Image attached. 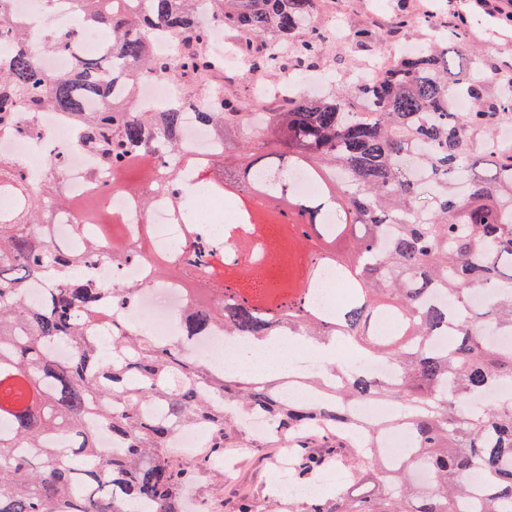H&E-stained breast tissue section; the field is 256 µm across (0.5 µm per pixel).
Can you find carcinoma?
Wrapping results in <instances>:
<instances>
[{"mask_svg":"<svg viewBox=\"0 0 512 512\" xmlns=\"http://www.w3.org/2000/svg\"><path fill=\"white\" fill-rule=\"evenodd\" d=\"M44 10L65 6L67 27L40 34L13 20L0 0V131L35 137L44 109L63 112L77 125V143L91 150L97 168L127 188L136 164L155 155L159 180L176 218L187 225L185 252L177 264L118 241L95 223L85 200L59 188L63 154L49 156L38 184L0 156V383L11 381L13 400L0 402V512H182L199 469L224 472L214 460L226 448L245 447L243 418L260 411L271 423L265 443L288 448V482L315 483L343 464L350 481L381 488L374 496L339 494L288 502V512H459L484 497L483 512L512 505V397L490 400L512 384V142H498L497 129L512 117V75H498L500 92L486 95L471 73L477 57L451 68L439 25L424 48L386 63L360 83L355 71L326 70L332 90L324 96L298 91L286 105H266L259 124L248 102L219 98L198 113L215 139L237 138V151L196 156L174 134L182 108L200 87L224 80V54L210 47L207 27L194 21L197 0H152L144 15H125L114 0H42ZM327 0H212L216 20L243 39L254 68L269 79L287 71L301 78L320 69L330 33L315 21ZM179 26L176 55L157 48L156 29ZM404 21L367 28L355 44L374 50L403 35ZM101 35L97 53H83V39ZM45 54L73 57L64 73L40 64ZM119 59L126 92L112 98L106 71ZM162 76L177 86L159 112L142 109L137 93L143 76ZM306 174L315 193L289 185ZM245 174L252 188L297 209L304 224L327 243L346 244L329 263L343 283L340 304L319 311L311 296L279 316L294 272L261 271L243 285L264 295L265 311L229 292L217 279L202 284L192 270L212 272L224 248L206 241L189 223L188 183L200 178L223 197L234 214L224 238L254 243L263 257L256 217L234 192ZM57 211L76 214L70 250L51 239L47 226ZM151 257L156 279L180 282L189 305L179 313V335L158 339L135 317L138 288L102 287L93 270ZM47 282L44 305L28 303L26 290ZM484 300H473V287ZM223 328L251 347L271 336L339 342L365 359L393 362L397 377L376 381L348 362L320 366L303 384L325 401L279 399L283 381L240 382L213 373L185 353L187 345ZM444 333L448 342L430 345ZM70 348L65 359L49 344ZM361 398L400 408L410 436L409 452L394 465L378 449L353 447L342 415ZM109 429L122 446L118 457L103 453L93 427ZM203 425L210 454L192 471L170 451L176 429ZM486 481L465 482L473 470Z\"/></svg>","mask_w":512,"mask_h":512,"instance_id":"cac0c4a2","label":"carcinoma"}]
</instances>
